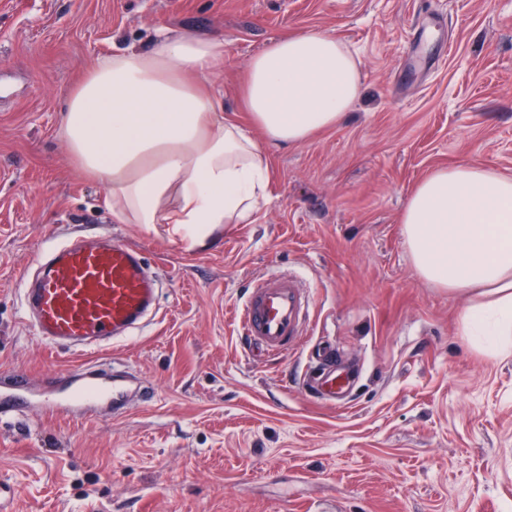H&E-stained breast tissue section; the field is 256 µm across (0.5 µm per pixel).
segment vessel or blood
I'll use <instances>...</instances> for the list:
<instances>
[{
    "label": "vessel or blood",
    "instance_id": "b4317fda",
    "mask_svg": "<svg viewBox=\"0 0 512 512\" xmlns=\"http://www.w3.org/2000/svg\"><path fill=\"white\" fill-rule=\"evenodd\" d=\"M159 295L142 249L102 234L60 243L39 259L22 288V307L44 345L92 354L139 334L157 312ZM309 305L307 290L295 276L262 275L241 309L239 330L259 354H285L303 333ZM351 382L347 369L323 370L321 400L341 404ZM129 388L126 375L94 362L79 366L71 382L48 376L36 388L26 374L12 373L0 377V416H22L35 402L75 419L105 403L119 413Z\"/></svg>",
    "mask_w": 512,
    "mask_h": 512
}]
</instances>
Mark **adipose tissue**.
I'll use <instances>...</instances> for the list:
<instances>
[{
	"label": "adipose tissue",
	"mask_w": 512,
	"mask_h": 512,
	"mask_svg": "<svg viewBox=\"0 0 512 512\" xmlns=\"http://www.w3.org/2000/svg\"><path fill=\"white\" fill-rule=\"evenodd\" d=\"M225 52L222 38L163 29L149 49L102 58L71 92L58 135L105 186L102 204L118 223L169 225L189 250L220 225L250 223L269 184L267 145L336 126L360 93V61L333 34L271 40L243 87L260 143L225 119L207 88ZM400 222L418 274L468 296L464 335L512 351V176L478 164L437 168Z\"/></svg>",
	"instance_id": "1"
}]
</instances>
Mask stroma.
I'll use <instances>...</instances> for the list:
<instances>
[{"instance_id":"1","label":"stroma","mask_w":512,"mask_h":512,"mask_svg":"<svg viewBox=\"0 0 512 512\" xmlns=\"http://www.w3.org/2000/svg\"><path fill=\"white\" fill-rule=\"evenodd\" d=\"M431 15L426 62L406 68ZM161 29L223 38L210 90L259 142L242 86L270 40L326 31L361 62L340 124L270 147L253 223L194 251L167 225L114 221L56 135L87 69ZM469 163L512 174V0H0V374L82 362L21 314L52 244L111 233L162 281L151 325L100 355L154 399L0 421L9 512H512V353L463 336L466 297L422 279L401 234L416 184ZM268 272L298 275L312 303L296 345L259 359L234 312ZM323 351L357 368L344 408L303 387Z\"/></svg>"}]
</instances>
